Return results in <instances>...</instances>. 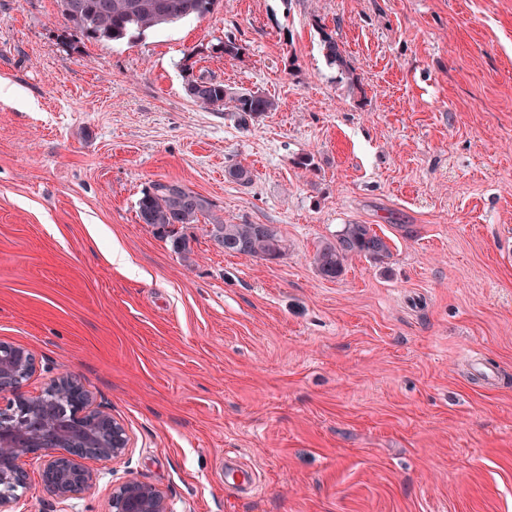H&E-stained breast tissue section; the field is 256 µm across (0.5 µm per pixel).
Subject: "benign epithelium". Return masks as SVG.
<instances>
[{"instance_id":"benign-epithelium-1","label":"benign epithelium","mask_w":512,"mask_h":512,"mask_svg":"<svg viewBox=\"0 0 512 512\" xmlns=\"http://www.w3.org/2000/svg\"><path fill=\"white\" fill-rule=\"evenodd\" d=\"M35 371L36 359L29 350L0 344V393L13 396L6 407H0V512H18L20 502L33 498L26 471L20 467L27 458L40 461V492L54 502L57 512H76L77 502L105 478L85 460L122 459L130 452L131 438L120 421L95 404L82 383L62 375L45 391L69 405L75 417L92 430L91 439L71 437L61 448L34 445L31 435L15 423L21 409L37 413L43 429L55 428L52 416L39 412L43 393L25 391ZM108 484V512H175L171 497L155 484L132 476L110 479Z\"/></svg>"}]
</instances>
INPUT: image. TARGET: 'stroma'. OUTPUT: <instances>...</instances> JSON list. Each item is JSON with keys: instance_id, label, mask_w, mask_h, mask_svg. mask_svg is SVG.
Listing matches in <instances>:
<instances>
[{"instance_id": "35a3bbf8", "label": "stroma", "mask_w": 512, "mask_h": 512, "mask_svg": "<svg viewBox=\"0 0 512 512\" xmlns=\"http://www.w3.org/2000/svg\"><path fill=\"white\" fill-rule=\"evenodd\" d=\"M199 75L278 107L240 127ZM167 180L211 203L188 258L137 217ZM217 218L283 255L224 253ZM345 224L390 255L323 279ZM509 251L512 0H220L118 42L0 0V343L28 392L90 389L134 447L89 467L177 512H512ZM322 50L324 56L330 65L336 66V68L341 71V73H345L348 75H352L351 78V87L358 86V77H354L353 70L349 60L347 59L345 52L339 46L336 38L332 35V33L322 32L321 39ZM209 235L224 253L274 260L284 250L282 237L272 224H210Z\"/></svg>"}]
</instances>
